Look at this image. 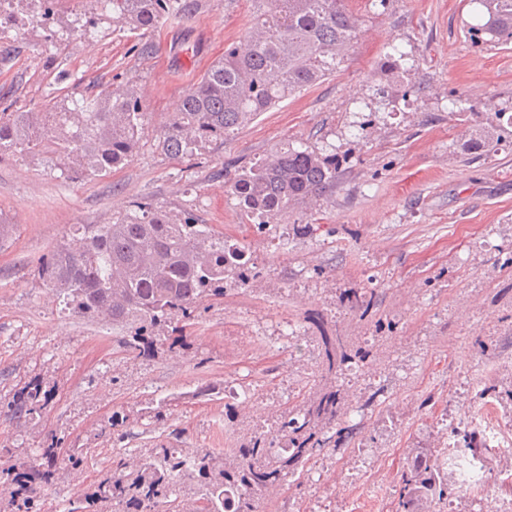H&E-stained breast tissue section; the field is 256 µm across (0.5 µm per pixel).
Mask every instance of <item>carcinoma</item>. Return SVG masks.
I'll return each instance as SVG.
<instances>
[{
  "label": "carcinoma",
  "mask_w": 512,
  "mask_h": 512,
  "mask_svg": "<svg viewBox=\"0 0 512 512\" xmlns=\"http://www.w3.org/2000/svg\"><path fill=\"white\" fill-rule=\"evenodd\" d=\"M112 20L144 32L164 19L189 11L191 0H108ZM253 25L246 48L224 47L182 96L159 139L158 147L174 159L191 157L206 145L224 140L235 128L283 99L328 78L344 61L339 50L353 46L359 19L347 0H252ZM476 23L469 31L493 46L512 42V0H471ZM404 54L387 53L390 75L399 79L412 67ZM146 107L130 87L116 86L80 98L50 100L38 111H0V156L44 154L65 180L104 177L127 164L138 148ZM498 140L490 130L464 142L468 155H489ZM336 155L315 150L276 151L241 167L229 184L240 210L262 231L289 211L317 201L336 188ZM254 275L245 250L229 245L207 224L179 219L150 203L110 224H74L37 267L42 284L63 310L81 317L110 321L126 329L122 347L138 357L155 354L152 330L172 326L169 348L188 346L187 326L200 303L224 296V280L240 282ZM321 376L328 379L368 352L352 349L348 337L322 331ZM50 397L41 383L25 385L11 405V416L33 419ZM342 399L326 386L303 406L283 416L273 437L255 435L230 454L178 448H153L144 458L112 456L107 470L89 490L69 504L67 512H259L258 494L274 490L298 473L318 450L328 448L340 416ZM446 451L415 448L401 470L396 512H433L447 500L448 482L463 490L460 477L448 473ZM59 456L44 448L36 459L0 470L7 487L8 512H40L39 494L55 476ZM202 488L200 499L187 504L171 498L177 478Z\"/></svg>",
  "instance_id": "1"
}]
</instances>
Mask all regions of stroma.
<instances>
[{"label":"stroma","mask_w":512,"mask_h":512,"mask_svg":"<svg viewBox=\"0 0 512 512\" xmlns=\"http://www.w3.org/2000/svg\"><path fill=\"white\" fill-rule=\"evenodd\" d=\"M349 7L361 29L336 73L183 159L157 150L160 128L225 46L243 40L251 0H197L189 16L147 34L114 26L94 0H57L53 23L36 26L37 0H21L0 31V109L116 85L142 92L147 108L132 160L100 179L63 180L36 154L0 156V216L17 226L0 246V448L17 459L48 446L84 455L77 468L58 463L42 512H64L116 453L225 454L270 431L322 385L316 319L367 352L335 379L351 435L267 494L264 512H394L410 451L447 447L461 430L487 480L449 495L447 512H493L505 471L484 426L512 434V43L475 42L469 0ZM77 16L93 28L67 35ZM393 47L416 63L397 82L383 66ZM474 112L500 145L470 160L461 133H476ZM288 146L335 154L336 188L256 230L228 180ZM137 201L210 225L259 271L199 308L188 348L175 353L164 340L146 359L123 350L111 323L62 311L36 276L71 225L111 223ZM348 290L368 302L365 315L343 305ZM480 379L494 391L476 422ZM33 380L50 391L47 408L12 417ZM205 384L211 399H191ZM228 384L251 392L249 414L226 413ZM116 414L127 422L115 429Z\"/></svg>","instance_id":"stroma-1"}]
</instances>
